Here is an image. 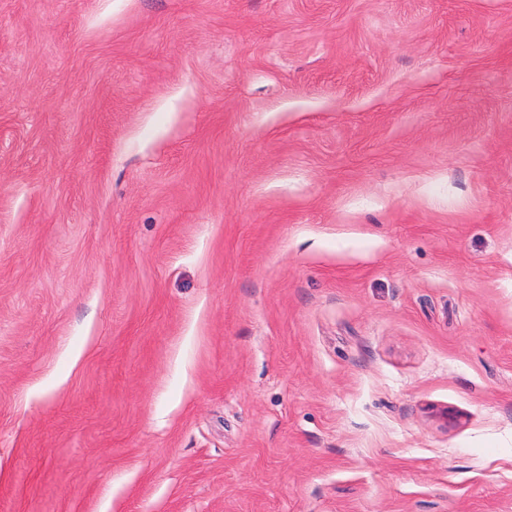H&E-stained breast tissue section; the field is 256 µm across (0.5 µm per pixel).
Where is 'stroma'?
<instances>
[{
    "instance_id": "stroma-1",
    "label": "stroma",
    "mask_w": 512,
    "mask_h": 512,
    "mask_svg": "<svg viewBox=\"0 0 512 512\" xmlns=\"http://www.w3.org/2000/svg\"><path fill=\"white\" fill-rule=\"evenodd\" d=\"M0 512H512V0H0Z\"/></svg>"
}]
</instances>
